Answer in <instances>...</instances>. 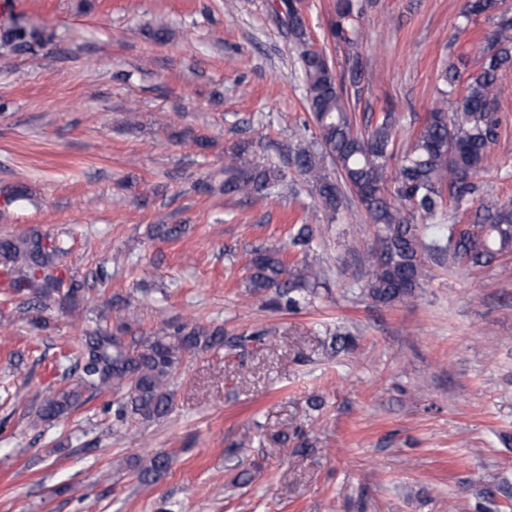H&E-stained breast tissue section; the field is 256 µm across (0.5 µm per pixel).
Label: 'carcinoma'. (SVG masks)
Here are the masks:
<instances>
[{
    "mask_svg": "<svg viewBox=\"0 0 512 512\" xmlns=\"http://www.w3.org/2000/svg\"><path fill=\"white\" fill-rule=\"evenodd\" d=\"M502 0H468L463 16L497 19L487 36L482 63L471 74L460 94L458 64L440 74L442 87L434 109L419 127L409 131V147L401 156L394 148L401 118L390 107L378 117L373 129L359 132L349 115L346 95L360 96L371 76L357 51V27L364 6L359 0H336V21L330 24L332 38L345 43L349 55L342 75H337L327 55L315 47L305 21L296 13V0H281V10L304 83L305 102L316 130L312 146H300L288 162L312 187L317 207L330 220L357 202L360 218L376 227L375 244L358 253L368 269L365 284L370 298L391 305L414 297L425 276L427 260L448 259L456 266L494 268L501 276L512 267L495 264L512 255V203L482 198L472 224L461 225L456 215L466 214L481 192L475 181L484 169L487 151L499 136L500 77L512 70V17L501 10ZM37 32L15 23L0 34V49L19 52L33 48ZM329 156L332 172L321 163ZM396 165L393 195H387L383 174ZM285 178L276 163H257L252 144L241 141L232 149L224 166L219 190L225 197L267 199ZM453 210L448 225L435 220L445 208ZM423 220L413 223L415 218ZM182 224H155L151 236L175 239L184 233ZM314 237L310 224L290 236L289 246L307 253ZM63 243L38 229L0 236V268L8 270V291L21 298L20 314L27 322L44 328V314L59 307L72 314L87 300L86 283L61 264ZM323 270L309 263L290 265L279 249H258L248 264L250 294L263 297L271 309L298 308L302 292L319 283ZM131 330V319L119 317L113 325L86 329L77 340L70 365L62 374L63 385L41 401L36 416L52 424L69 416L90 399L112 392V414L123 426L157 422L172 409L174 377L186 355L212 348H240L263 343L266 330L249 335L227 336L221 326L204 327L188 322H167L148 335L130 342L122 336ZM175 452L158 451L135 464L134 472L143 487L156 484L169 471Z\"/></svg>",
    "mask_w": 512,
    "mask_h": 512,
    "instance_id": "obj_1",
    "label": "carcinoma"
}]
</instances>
